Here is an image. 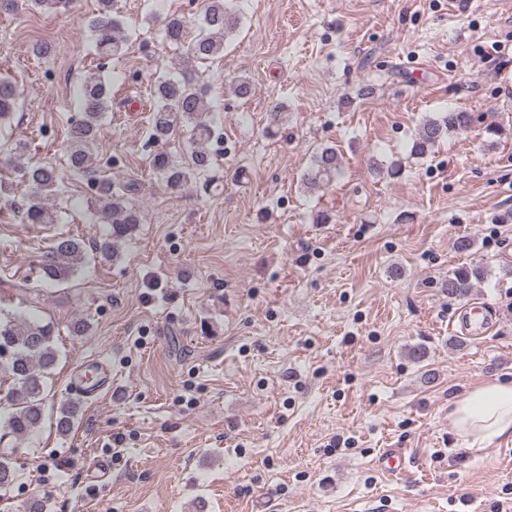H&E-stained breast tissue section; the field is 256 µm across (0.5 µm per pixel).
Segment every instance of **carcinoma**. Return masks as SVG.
Listing matches in <instances>:
<instances>
[{"instance_id":"cac0c4a2","label":"carcinoma","mask_w":512,"mask_h":512,"mask_svg":"<svg viewBox=\"0 0 512 512\" xmlns=\"http://www.w3.org/2000/svg\"><path fill=\"white\" fill-rule=\"evenodd\" d=\"M116 0H98V12L90 20L89 27L99 55L109 57L120 53L125 43L122 23L115 10ZM240 23V17L229 0H207L199 19L201 32L197 38L186 42L188 21L179 15L169 17L165 24V40L176 46L187 45V58L208 60L224 54L225 39ZM112 86L98 71L90 70L83 77L81 118L71 124L67 153L70 171L75 175L93 176L95 173L94 150L98 131L111 101ZM155 105L149 117L150 137L156 142L168 140L179 126L190 129L195 149L192 165L197 171H205L212 164L208 144L212 137L215 120L193 72L185 68L177 79L166 78L154 84ZM18 96L11 79L0 78V124L13 118ZM474 117L469 112L450 110L424 120L412 141L410 153L427 154L448 135L469 128ZM153 169L159 173L166 186L180 189L188 181V172L169 163L168 156L158 152L152 160ZM27 185V198L22 207V219L27 224H53L57 221L53 197L59 188L60 177L54 168L46 165L17 166ZM342 162L336 150L326 147L316 153L312 166L304 176L308 187H320L333 182L341 173ZM100 221L110 225L106 238L93 246L102 254L112 255L117 245L129 237L140 212L127 205L122 197L112 194L111 185L100 184ZM88 255L83 241L74 237H60L44 250L36 263L35 287L47 288L64 282L84 264ZM487 275L482 263L462 266L448 275L444 287L448 297L468 295L474 284ZM54 328L50 324L32 322L24 318L0 316V355H5L3 369L13 378L9 399L13 411L5 428L16 438H24L34 432L42 420L43 378L56 363L53 348ZM79 412V403L63 404L56 418V429L66 435L73 428ZM20 477L12 458L0 455V490H8Z\"/></svg>"}]
</instances>
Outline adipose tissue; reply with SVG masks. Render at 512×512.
<instances>
[{
    "label": "adipose tissue",
    "mask_w": 512,
    "mask_h": 512,
    "mask_svg": "<svg viewBox=\"0 0 512 512\" xmlns=\"http://www.w3.org/2000/svg\"><path fill=\"white\" fill-rule=\"evenodd\" d=\"M448 418L455 433L477 451L512 434V382L480 386L449 402Z\"/></svg>",
    "instance_id": "ef3b65f1"
}]
</instances>
